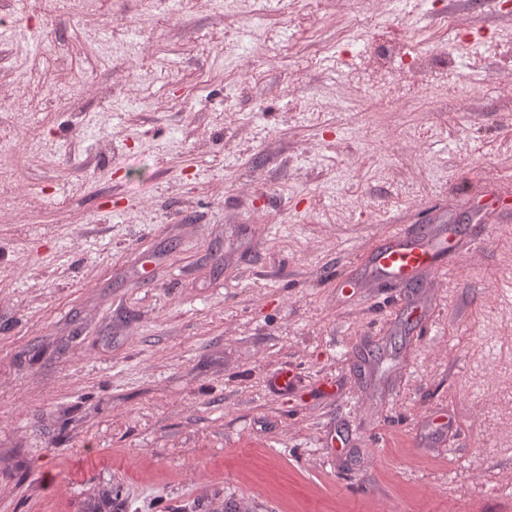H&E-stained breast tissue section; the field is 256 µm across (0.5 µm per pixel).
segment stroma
<instances>
[{
	"instance_id": "stroma-1",
	"label": "stroma",
	"mask_w": 512,
	"mask_h": 512,
	"mask_svg": "<svg viewBox=\"0 0 512 512\" xmlns=\"http://www.w3.org/2000/svg\"><path fill=\"white\" fill-rule=\"evenodd\" d=\"M14 27L0 512H512V0H0ZM383 41L455 92L370 98ZM423 225L443 265L375 281Z\"/></svg>"
}]
</instances>
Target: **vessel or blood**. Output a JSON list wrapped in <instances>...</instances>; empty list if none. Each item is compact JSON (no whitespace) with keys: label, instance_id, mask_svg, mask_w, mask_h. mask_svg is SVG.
Returning a JSON list of instances; mask_svg holds the SVG:
<instances>
[{"label":"vessel or blood","instance_id":"b4317fda","mask_svg":"<svg viewBox=\"0 0 512 512\" xmlns=\"http://www.w3.org/2000/svg\"><path fill=\"white\" fill-rule=\"evenodd\" d=\"M446 230H422L415 235L399 234L371 259L376 275L384 282H407L424 270H433L448 250Z\"/></svg>","mask_w":512,"mask_h":512}]
</instances>
